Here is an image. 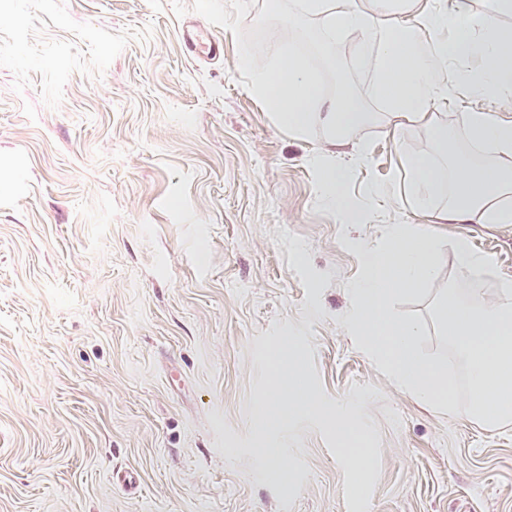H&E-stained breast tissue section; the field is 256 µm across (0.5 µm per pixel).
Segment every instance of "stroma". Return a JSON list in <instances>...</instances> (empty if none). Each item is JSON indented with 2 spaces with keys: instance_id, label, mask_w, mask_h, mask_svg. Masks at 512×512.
Segmentation results:
<instances>
[{
  "instance_id": "stroma-1",
  "label": "stroma",
  "mask_w": 512,
  "mask_h": 512,
  "mask_svg": "<svg viewBox=\"0 0 512 512\" xmlns=\"http://www.w3.org/2000/svg\"><path fill=\"white\" fill-rule=\"evenodd\" d=\"M196 22L220 55L182 42ZM318 29L298 0H0V512H512V420L421 404L346 326L351 237L431 228L440 266L394 308L426 325L422 355L468 407L433 302L473 280L461 236L494 255L493 296L512 287V224L434 225L398 195L369 207L367 185L401 184L436 144L417 122L392 136L347 32L311 70L342 72L375 115L346 185L368 216L348 232L319 190L323 127L289 131L255 89ZM278 345L318 408L263 428ZM263 448L285 449L288 479ZM336 426L343 437L352 442L351 458L358 468L366 470L371 467V457L368 448H364L366 437L353 424L336 420Z\"/></svg>"
}]
</instances>
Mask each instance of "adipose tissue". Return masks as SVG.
Returning <instances> with one entry per match:
<instances>
[{"label":"adipose tissue","mask_w":512,"mask_h":512,"mask_svg":"<svg viewBox=\"0 0 512 512\" xmlns=\"http://www.w3.org/2000/svg\"><path fill=\"white\" fill-rule=\"evenodd\" d=\"M301 8L320 20L327 38L360 33L356 52L378 75L374 94L388 107L392 133L414 119L435 128L438 157L407 162L410 211L432 213L439 224H512V122L485 110L463 113L458 123L440 118L463 95L512 96V0H490L483 12L475 0H302ZM447 27L453 33L445 39L440 32ZM257 89L295 133L317 120L327 128L330 162L321 168L320 192L341 223H363L365 211L351 204L345 185L350 168L368 162L357 135L370 113L346 87L322 96L305 58L292 49L260 75ZM486 149L496 153L495 161L479 159ZM275 356L283 367L256 399L262 421L285 423L316 410L315 397L294 368V353L279 347Z\"/></svg>","instance_id":"ef3b65f1"}]
</instances>
